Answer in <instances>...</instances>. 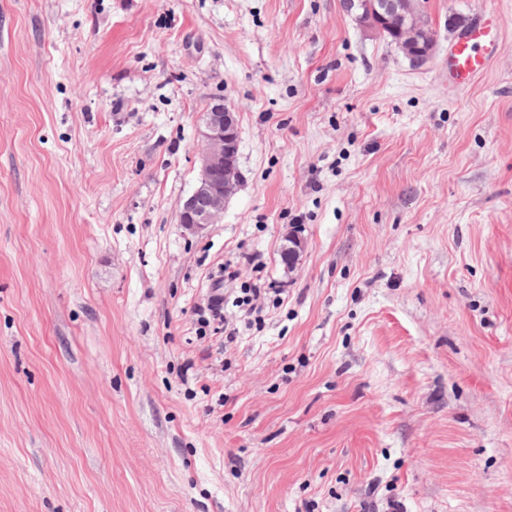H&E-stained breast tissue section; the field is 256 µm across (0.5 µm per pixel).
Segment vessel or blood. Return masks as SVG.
Wrapping results in <instances>:
<instances>
[{
    "label": "vessel or blood",
    "instance_id": "vessel-or-blood-1",
    "mask_svg": "<svg viewBox=\"0 0 512 512\" xmlns=\"http://www.w3.org/2000/svg\"><path fill=\"white\" fill-rule=\"evenodd\" d=\"M501 49L498 35L486 22L477 21L468 27L452 45L448 54V79L467 85L481 76Z\"/></svg>",
    "mask_w": 512,
    "mask_h": 512
}]
</instances>
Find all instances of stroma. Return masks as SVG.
<instances>
[{"instance_id":"35a3bbf8","label":"stroma","mask_w":512,"mask_h":512,"mask_svg":"<svg viewBox=\"0 0 512 512\" xmlns=\"http://www.w3.org/2000/svg\"><path fill=\"white\" fill-rule=\"evenodd\" d=\"M423 6L415 68L340 0H0V512H512V0ZM501 50L498 34L478 20L468 27L448 53V81L468 85L481 76ZM200 120L199 174L191 195L179 210V223L192 232L221 221L224 207L240 183L237 113L220 99L202 113ZM203 311H207L213 320H217L221 324L224 323V335L227 341L231 342L237 338L239 334L237 322L241 320H237V317L233 319L224 315V305L221 299L213 301Z\"/></svg>"}]
</instances>
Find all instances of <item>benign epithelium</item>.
<instances>
[{
	"instance_id": "1",
	"label": "benign epithelium",
	"mask_w": 512,
	"mask_h": 512,
	"mask_svg": "<svg viewBox=\"0 0 512 512\" xmlns=\"http://www.w3.org/2000/svg\"><path fill=\"white\" fill-rule=\"evenodd\" d=\"M343 7L363 26L380 30L395 25L394 44L413 66L421 67L432 58L433 28L421 0H343ZM199 135L198 178L179 210V223L192 232L221 221L240 183L237 113L224 100L215 101L201 115Z\"/></svg>"
}]
</instances>
